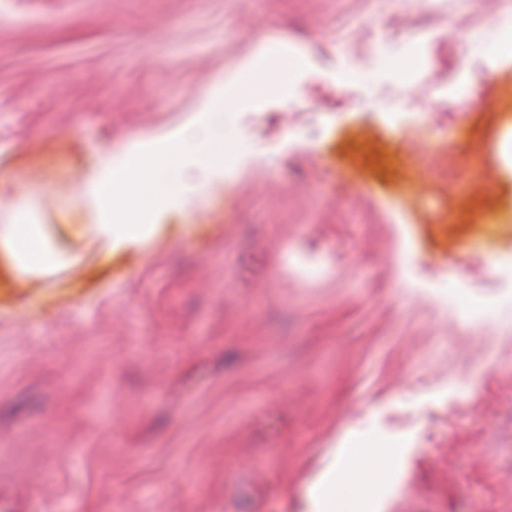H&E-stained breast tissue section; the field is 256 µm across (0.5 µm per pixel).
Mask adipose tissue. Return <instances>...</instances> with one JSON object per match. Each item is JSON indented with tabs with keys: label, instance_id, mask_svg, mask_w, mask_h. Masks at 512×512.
<instances>
[{
	"label": "adipose tissue",
	"instance_id": "1",
	"mask_svg": "<svg viewBox=\"0 0 512 512\" xmlns=\"http://www.w3.org/2000/svg\"><path fill=\"white\" fill-rule=\"evenodd\" d=\"M237 154V137L231 129L221 136L202 131L191 141L174 133L160 148L148 138L131 141L120 153L87 167L76 194L96 210L99 219L73 225L71 232L91 238L106 257L146 246L158 230L154 216L179 206L184 184L192 180L206 185ZM31 205L30 197L15 196L10 204L13 222L0 224V256L6 260V272L18 280L80 261L79 256L54 248L42 225L28 223ZM399 455L396 448L370 447L356 455L354 469L333 465L310 491L306 512H359L363 486L383 478Z\"/></svg>",
	"mask_w": 512,
	"mask_h": 512
}]
</instances>
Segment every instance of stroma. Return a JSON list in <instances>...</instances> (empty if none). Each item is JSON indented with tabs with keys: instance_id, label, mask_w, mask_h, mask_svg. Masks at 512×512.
Segmentation results:
<instances>
[{
	"instance_id": "35a3bbf8",
	"label": "stroma",
	"mask_w": 512,
	"mask_h": 512,
	"mask_svg": "<svg viewBox=\"0 0 512 512\" xmlns=\"http://www.w3.org/2000/svg\"><path fill=\"white\" fill-rule=\"evenodd\" d=\"M511 16L0 0V194L29 192L51 233L93 222L90 161L163 139L221 82L247 92L235 168L149 246L0 280V512H304L350 434L402 450L385 512H512V61L491 53ZM288 54L294 106L254 81ZM466 71L482 97L505 82L507 110L438 100Z\"/></svg>"
}]
</instances>
